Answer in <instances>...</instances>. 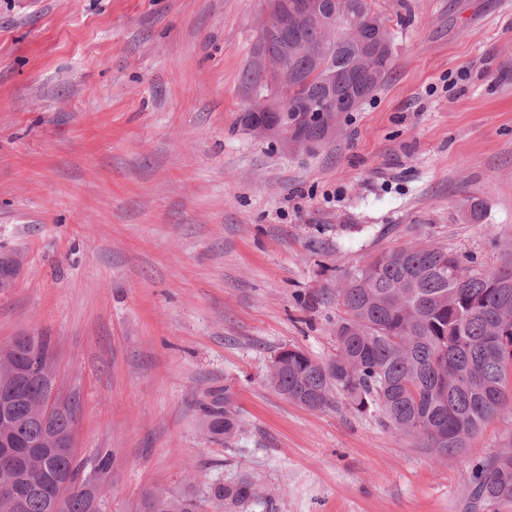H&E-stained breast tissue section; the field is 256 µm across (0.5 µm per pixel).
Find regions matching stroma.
Masks as SVG:
<instances>
[{"instance_id": "1", "label": "stroma", "mask_w": 512, "mask_h": 512, "mask_svg": "<svg viewBox=\"0 0 512 512\" xmlns=\"http://www.w3.org/2000/svg\"><path fill=\"white\" fill-rule=\"evenodd\" d=\"M378 4L387 83L295 153L241 122L260 0H0V344L51 337L80 457L114 454L108 512L243 476L246 512H484L472 470L512 424L439 460L267 383L282 347L333 355L336 290L377 254L512 266V0ZM206 412L209 417V432L213 435H224V442H231L240 429V423L230 396L224 393V408L221 398L215 397L213 407Z\"/></svg>"}]
</instances>
